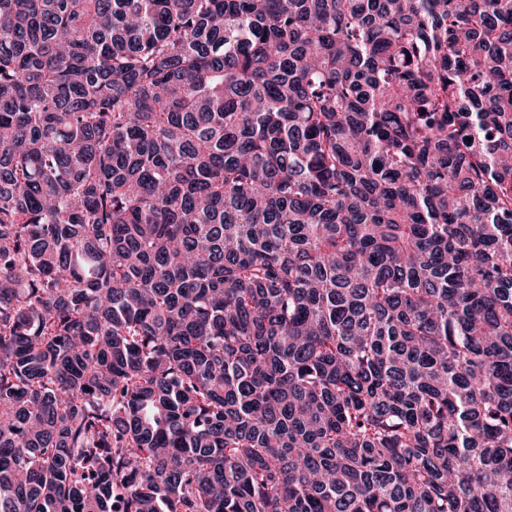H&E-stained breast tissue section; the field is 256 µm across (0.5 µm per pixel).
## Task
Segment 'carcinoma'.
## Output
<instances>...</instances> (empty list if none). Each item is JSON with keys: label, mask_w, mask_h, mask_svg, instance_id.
<instances>
[{"label": "carcinoma", "mask_w": 512, "mask_h": 512, "mask_svg": "<svg viewBox=\"0 0 512 512\" xmlns=\"http://www.w3.org/2000/svg\"><path fill=\"white\" fill-rule=\"evenodd\" d=\"M0 512H512V0H0Z\"/></svg>", "instance_id": "cac0c4a2"}]
</instances>
